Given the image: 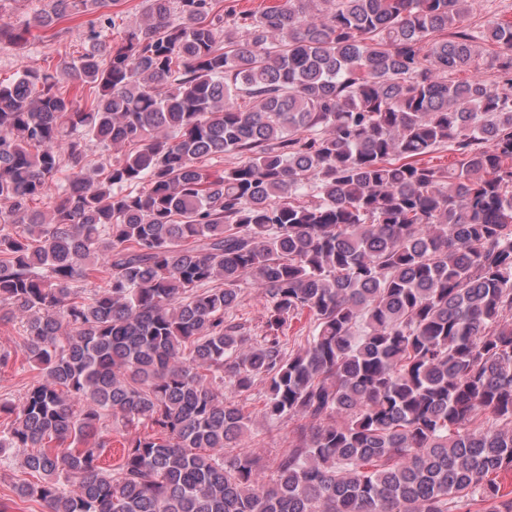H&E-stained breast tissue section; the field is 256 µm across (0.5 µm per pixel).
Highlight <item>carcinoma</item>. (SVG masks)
I'll list each match as a JSON object with an SVG mask.
<instances>
[{
  "instance_id": "obj_1",
  "label": "carcinoma",
  "mask_w": 512,
  "mask_h": 512,
  "mask_svg": "<svg viewBox=\"0 0 512 512\" xmlns=\"http://www.w3.org/2000/svg\"><path fill=\"white\" fill-rule=\"evenodd\" d=\"M50 2L33 26L96 13V50L0 81V322L25 319L41 371L0 401V454L31 449L16 495L48 512H512L489 478L512 471V20L474 30V0H146L114 44L116 0ZM28 32L0 21V43ZM440 150L447 168L420 163ZM244 285L266 302L256 342L229 317ZM304 311L290 350L279 330ZM259 382L268 422L300 421L271 482L226 455Z\"/></svg>"
}]
</instances>
